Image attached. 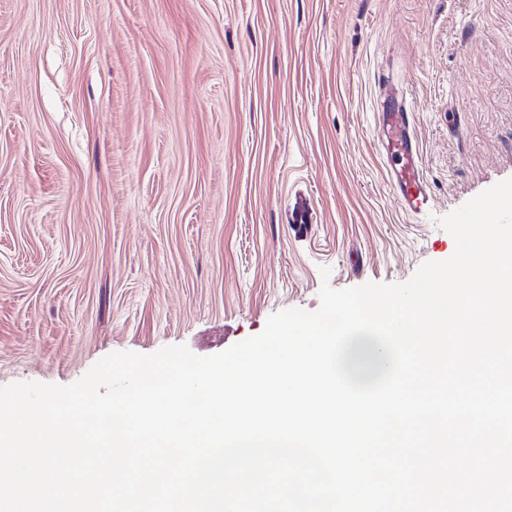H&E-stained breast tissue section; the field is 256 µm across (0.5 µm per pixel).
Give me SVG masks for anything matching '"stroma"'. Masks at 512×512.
<instances>
[{"label":"stroma","mask_w":512,"mask_h":512,"mask_svg":"<svg viewBox=\"0 0 512 512\" xmlns=\"http://www.w3.org/2000/svg\"><path fill=\"white\" fill-rule=\"evenodd\" d=\"M383 77L426 215L387 180ZM509 178L512 0H0V386L406 281ZM404 90L395 88L378 102V139L386 155L387 175L401 210L408 215L421 214L430 207L427 181L422 173L419 139L414 131L413 115L405 102Z\"/></svg>","instance_id":"1"}]
</instances>
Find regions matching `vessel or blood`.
Segmentation results:
<instances>
[{"label":"vessel or blood","instance_id":"1","mask_svg":"<svg viewBox=\"0 0 512 512\" xmlns=\"http://www.w3.org/2000/svg\"><path fill=\"white\" fill-rule=\"evenodd\" d=\"M378 138L386 156L387 175L401 210L417 215L430 206L427 182L422 173L419 139L403 90L386 93L377 109Z\"/></svg>","mask_w":512,"mask_h":512}]
</instances>
